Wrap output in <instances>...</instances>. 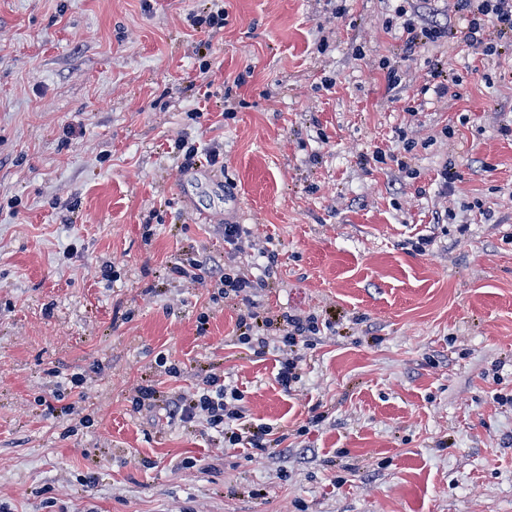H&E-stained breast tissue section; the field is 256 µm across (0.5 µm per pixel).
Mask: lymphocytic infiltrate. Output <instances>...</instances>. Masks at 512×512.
<instances>
[{"mask_svg": "<svg viewBox=\"0 0 512 512\" xmlns=\"http://www.w3.org/2000/svg\"><path fill=\"white\" fill-rule=\"evenodd\" d=\"M455 8L465 21L464 28L458 32L441 24L419 23L405 5H398L395 14L402 21L406 50L454 40L469 54L489 61L512 47V0H455ZM251 249L266 260L263 277H250L231 264L225 265L223 273L219 274L201 257L180 259L172 271L182 279L199 284L215 280L225 298L241 303L236 322L239 343L259 357L276 351L280 364L276 379L287 390L301 377L302 351L311 337L320 333L319 319L312 315H278L262 309L255 296L259 289L265 288L266 275L273 272L275 255L257 248L247 225H225V254L233 256ZM240 399L237 389L225 385L223 375L211 373L203 377L201 388L195 392L170 398L167 410L170 418L184 423L204 420L208 429L222 437L225 447L267 451L272 428L247 422Z\"/></svg>", "mask_w": 512, "mask_h": 512, "instance_id": "obj_1", "label": "lymphocytic infiltrate"}]
</instances>
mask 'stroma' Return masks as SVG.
<instances>
[{
  "instance_id": "stroma-1",
  "label": "stroma",
  "mask_w": 512,
  "mask_h": 512,
  "mask_svg": "<svg viewBox=\"0 0 512 512\" xmlns=\"http://www.w3.org/2000/svg\"><path fill=\"white\" fill-rule=\"evenodd\" d=\"M208 6L0 0V512H512V56L404 57L387 0ZM238 223L258 303L336 322L288 391L171 271ZM209 365L284 444L134 409ZM246 224H228L224 227V254L232 256L236 254L245 253L247 250H257L259 257L266 258V265L264 266V276L269 277L275 272L273 268L276 263V255L274 252L266 250L264 247L256 249L257 246L255 237L253 236L252 228L247 227ZM227 257V259H231Z\"/></svg>"
}]
</instances>
